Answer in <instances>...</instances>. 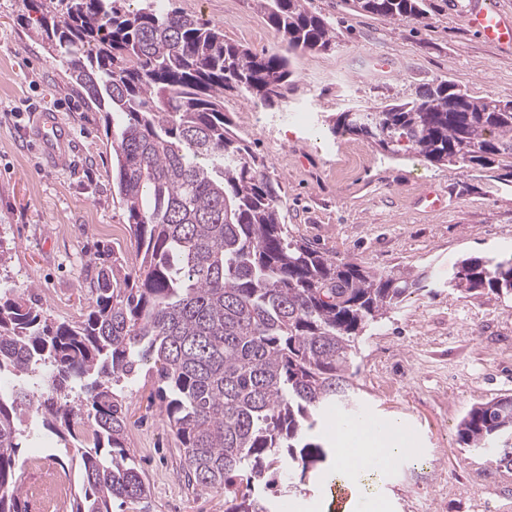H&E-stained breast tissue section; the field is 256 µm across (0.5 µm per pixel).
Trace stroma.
I'll return each instance as SVG.
<instances>
[{"instance_id": "1", "label": "stroma", "mask_w": 512, "mask_h": 512, "mask_svg": "<svg viewBox=\"0 0 512 512\" xmlns=\"http://www.w3.org/2000/svg\"><path fill=\"white\" fill-rule=\"evenodd\" d=\"M174 7L222 29L256 52H284L253 0H172ZM307 7L336 30V46L294 63L282 109L244 96L224 98L236 133L266 159L290 233L339 262L376 271L425 273V290L357 340L350 403L323 411L320 437L336 444L337 420L363 417L375 428L401 420L409 451L389 467L382 485L387 512H512V471L463 448L457 424L474 404L512 395V298L490 291L453 293L448 273L462 255L512 256V188L489 190L485 179L433 165L415 154L384 153L373 142L325 137L328 116L351 107L409 99L444 79L473 96L512 101V53L480 41L443 0L428 18L398 22L353 11L351 0H309ZM37 14L23 0H0V240L12 250L8 276L36 286L52 319L76 321L91 304L89 257L111 255L130 268L134 246L112 191L105 115L83 92L67 87L61 62L32 34ZM377 56L389 69L374 68ZM303 115L305 136L284 114ZM53 117L71 144L69 161H48L36 126ZM363 152L354 169L351 149ZM429 187L447 191L449 206L429 214L418 205ZM128 409V446L150 484L151 512H224L223 492L190 485L183 451L160 411L151 364L120 386ZM19 469L23 490L45 471L58 473L71 494L83 491L73 448L20 412ZM333 458L310 469L298 488L273 496L275 512H328Z\"/></svg>"}]
</instances>
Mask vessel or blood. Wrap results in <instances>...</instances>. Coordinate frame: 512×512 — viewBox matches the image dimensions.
<instances>
[{
	"mask_svg": "<svg viewBox=\"0 0 512 512\" xmlns=\"http://www.w3.org/2000/svg\"><path fill=\"white\" fill-rule=\"evenodd\" d=\"M452 7L485 43L506 53L512 51V8L492 7L487 0H453Z\"/></svg>",
	"mask_w": 512,
	"mask_h": 512,
	"instance_id": "1",
	"label": "vessel or blood"
}]
</instances>
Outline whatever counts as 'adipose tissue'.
<instances>
[{
    "label": "adipose tissue",
    "instance_id": "ef3b65f1",
    "mask_svg": "<svg viewBox=\"0 0 512 512\" xmlns=\"http://www.w3.org/2000/svg\"><path fill=\"white\" fill-rule=\"evenodd\" d=\"M402 429L394 424L387 431L374 433L367 424L337 423L336 438L359 446L361 460L353 461L337 455L334 463L337 483L347 486L355 497L365 498L375 507V512H386L384 498L374 487L376 477L388 467L391 458L403 454Z\"/></svg>",
    "mask_w": 512,
    "mask_h": 512
}]
</instances>
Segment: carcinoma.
<instances>
[{"mask_svg":"<svg viewBox=\"0 0 512 512\" xmlns=\"http://www.w3.org/2000/svg\"><path fill=\"white\" fill-rule=\"evenodd\" d=\"M129 0H40L34 36L66 65L68 83L106 113L112 186L135 245L134 272L93 257L92 305L57 322L34 285L0 302V375H34L0 390V512H27L17 471L16 410L69 438L84 470L70 512H113L150 487L127 449L117 386L145 362L185 450L186 475L224 491V512H271L267 491L295 486L326 458L311 432L354 389L358 336L376 327L423 276L336 262L295 238L279 183L224 116V95L279 109L293 59L335 47L336 32L306 0H256L287 53H255L180 10H131ZM390 20L419 22L431 0H353ZM328 133L394 154L486 174L512 186V102L476 98L450 80L360 114ZM448 287L512 296V257L459 259ZM460 444L512 470V395L472 406Z\"/></svg>","mask_w":512,"mask_h":512,"instance_id":"1","label":"carcinoma"}]
</instances>
